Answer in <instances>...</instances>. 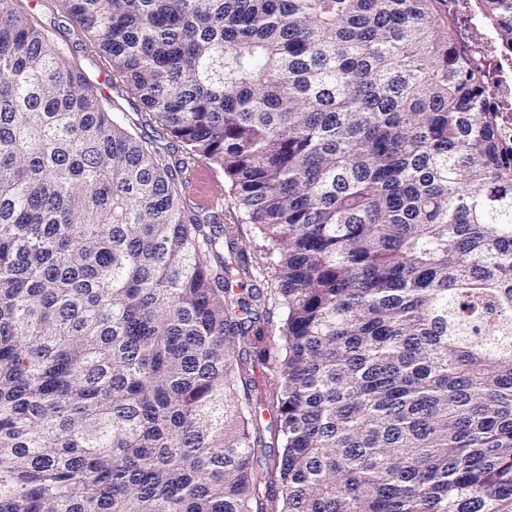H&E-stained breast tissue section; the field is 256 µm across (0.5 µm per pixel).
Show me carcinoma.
<instances>
[{
	"mask_svg": "<svg viewBox=\"0 0 512 512\" xmlns=\"http://www.w3.org/2000/svg\"><path fill=\"white\" fill-rule=\"evenodd\" d=\"M29 2L0 0V512H512V147L443 0H50L163 146ZM476 8L512 46V0ZM200 160L264 260L183 202ZM65 21L59 24V30L56 26L53 37L66 49L69 61L85 74L94 87L119 102L128 113V121L137 133L143 136L156 135L149 123L145 122L148 116L140 113L142 111L140 102L130 92L126 93L128 90L105 61L87 43L78 39L79 37L73 32L74 23L70 20ZM196 164L200 165V168L205 171L208 177L221 187L222 196L216 203V206L213 208V210L224 211V224H241L243 236L239 239L238 247L243 248L244 257L247 258L248 261L255 260L254 257L260 253L255 247H258L260 244L259 234L257 229H255L252 224H248L245 220L242 219L243 215L238 209L236 200L232 194V191L230 190V184L228 180L225 179L224 174L221 171L212 170L204 162H199Z\"/></svg>",
	"mask_w": 512,
	"mask_h": 512,
	"instance_id": "carcinoma-1",
	"label": "carcinoma"
}]
</instances>
